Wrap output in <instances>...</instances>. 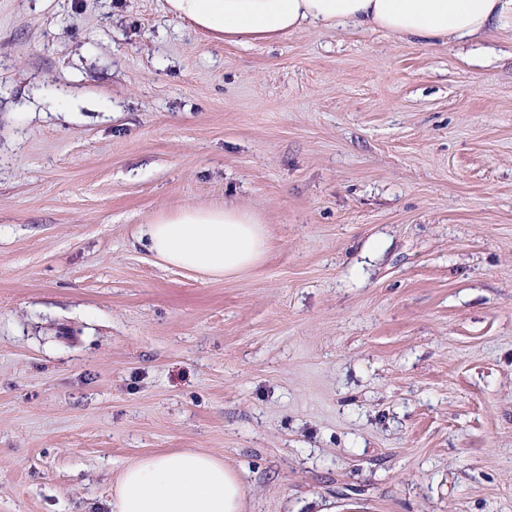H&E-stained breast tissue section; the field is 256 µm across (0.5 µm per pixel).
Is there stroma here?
Segmentation results:
<instances>
[{
    "label": "stroma",
    "instance_id": "35a3bbf8",
    "mask_svg": "<svg viewBox=\"0 0 512 512\" xmlns=\"http://www.w3.org/2000/svg\"><path fill=\"white\" fill-rule=\"evenodd\" d=\"M0 0V512L222 457L245 512H512V31L217 41ZM234 200L221 281L136 233Z\"/></svg>",
    "mask_w": 512,
    "mask_h": 512
}]
</instances>
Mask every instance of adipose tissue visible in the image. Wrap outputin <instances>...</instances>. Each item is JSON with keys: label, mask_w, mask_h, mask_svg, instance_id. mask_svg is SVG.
<instances>
[{"label": "adipose tissue", "mask_w": 512, "mask_h": 512, "mask_svg": "<svg viewBox=\"0 0 512 512\" xmlns=\"http://www.w3.org/2000/svg\"><path fill=\"white\" fill-rule=\"evenodd\" d=\"M170 13L220 41H274L309 27H351L425 45L512 31V0H166ZM154 258L212 280L256 265L266 250L258 219L235 203L186 207L141 225ZM239 476L193 449L137 458L118 475L112 512H242Z\"/></svg>", "instance_id": "ef3b65f1"}]
</instances>
